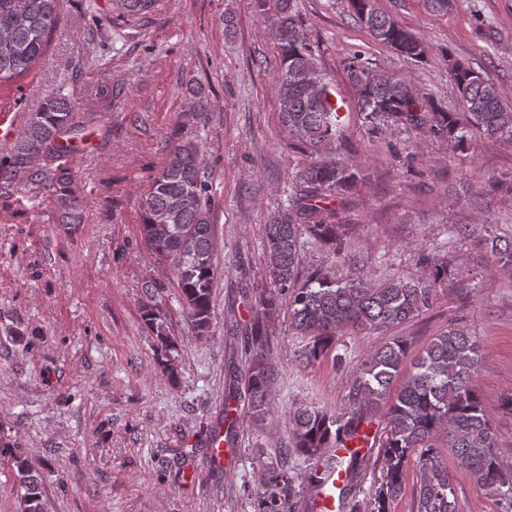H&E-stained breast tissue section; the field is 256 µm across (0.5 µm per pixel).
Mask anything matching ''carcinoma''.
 <instances>
[{
    "label": "carcinoma",
    "instance_id": "1",
    "mask_svg": "<svg viewBox=\"0 0 512 512\" xmlns=\"http://www.w3.org/2000/svg\"><path fill=\"white\" fill-rule=\"evenodd\" d=\"M157 0H112L116 17L136 22L155 8ZM257 11L275 12L270 36L281 56L276 78L281 118L299 141L318 145L336 139L340 106L332 101L331 78L318 66L313 48L303 38L294 0H253ZM358 23L378 42L400 55L419 60L425 55L421 41L378 6V0H350ZM60 0H0V83L29 72L44 54L58 23ZM348 76L357 88V105L364 122L375 128L388 118L412 129L424 128L436 139H447L462 149L468 131L486 138L512 137V106L493 85L471 67L458 66L452 77L465 112H445L418 101L404 79L380 74L354 57ZM90 121L57 89L30 113L14 142L0 149V190L15 183L41 190L61 188L74 173L66 157L76 151ZM202 147L195 139L173 135L165 163L141 202V232L160 261H171L182 304L202 335L208 331L212 289L218 276L213 262L215 230L212 222V182L202 161ZM44 163H38V160ZM360 168L349 162H312L292 177L300 188L287 212L265 225L264 255L273 290L254 299L244 367L228 366L227 400H236L241 413L259 423L270 410L276 373L265 321L278 296L288 295V316L297 333L307 338L299 356L307 366L319 362L336 348V334L347 327L369 335L387 336L366 354L350 378L348 402L331 412L313 405H299L285 413L291 428L290 445L266 463L256 487L250 491L253 512H315L320 490L336 497L339 512H362L355 494L361 487L364 464L361 454L370 441L363 426L371 414L384 410L386 424L373 444L381 479L364 492L369 512H392L405 492V474L416 471V512H458L452 477L439 456L437 438L445 434L460 464L473 481L490 494L512 504V470L498 452V428L485 412L475 385L481 361L480 345L468 329L451 324L436 336L406 369L410 346L401 336H390L395 327L431 310L438 299L436 282L448 274V260L423 259L425 272L416 278L400 276L378 281L367 276L345 282L327 272H314L296 286L301 262V238L336 243L346 229L333 224L334 210L324 205L358 179ZM489 236L495 263L512 271V241ZM156 333L165 359L163 373L174 382L172 364L176 343L165 333L163 322L151 306L143 312ZM316 457L323 463L296 475L288 456ZM9 457L16 468L21 512H43L40 472L24 451L0 440V457Z\"/></svg>",
    "mask_w": 512,
    "mask_h": 512
}]
</instances>
